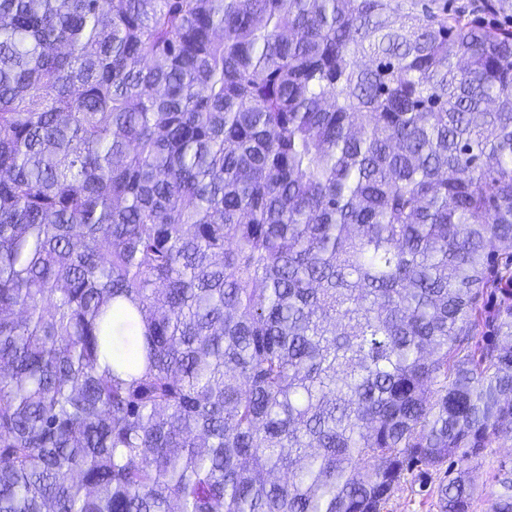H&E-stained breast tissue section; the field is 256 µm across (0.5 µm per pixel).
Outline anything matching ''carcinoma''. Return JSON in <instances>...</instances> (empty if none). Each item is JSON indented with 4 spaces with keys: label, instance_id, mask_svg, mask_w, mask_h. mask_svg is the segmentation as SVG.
Here are the masks:
<instances>
[{
    "label": "carcinoma",
    "instance_id": "carcinoma-1",
    "mask_svg": "<svg viewBox=\"0 0 512 512\" xmlns=\"http://www.w3.org/2000/svg\"><path fill=\"white\" fill-rule=\"evenodd\" d=\"M512 28L411 0H0V512H383L512 441ZM512 512V479L490 494Z\"/></svg>",
    "mask_w": 512,
    "mask_h": 512
}]
</instances>
